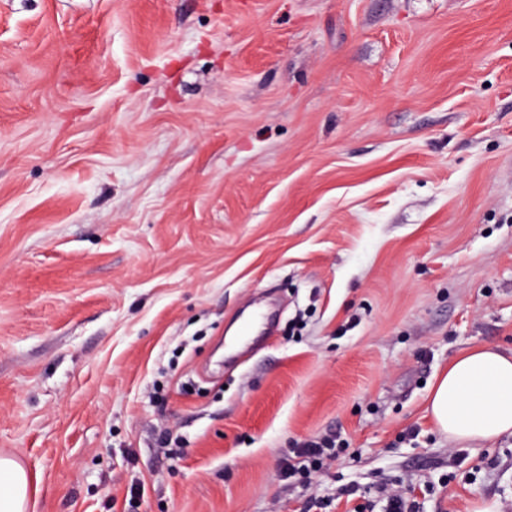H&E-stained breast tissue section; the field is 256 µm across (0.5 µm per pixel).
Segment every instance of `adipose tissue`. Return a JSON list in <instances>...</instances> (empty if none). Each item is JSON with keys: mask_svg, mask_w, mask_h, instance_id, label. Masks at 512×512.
<instances>
[{"mask_svg": "<svg viewBox=\"0 0 512 512\" xmlns=\"http://www.w3.org/2000/svg\"><path fill=\"white\" fill-rule=\"evenodd\" d=\"M435 426L458 442H488L512 434V355L492 346L449 362L429 395ZM30 480L13 459L0 457V512H27Z\"/></svg>", "mask_w": 512, "mask_h": 512, "instance_id": "1", "label": "adipose tissue"}]
</instances>
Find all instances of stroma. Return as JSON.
<instances>
[{
	"mask_svg": "<svg viewBox=\"0 0 512 512\" xmlns=\"http://www.w3.org/2000/svg\"><path fill=\"white\" fill-rule=\"evenodd\" d=\"M487 344L512 354V0H0V456L28 512H128L134 483L137 512L383 483L502 512L512 436L426 411ZM329 434V471L281 477Z\"/></svg>",
	"mask_w": 512,
	"mask_h": 512,
	"instance_id": "stroma-1",
	"label": "stroma"
}]
</instances>
